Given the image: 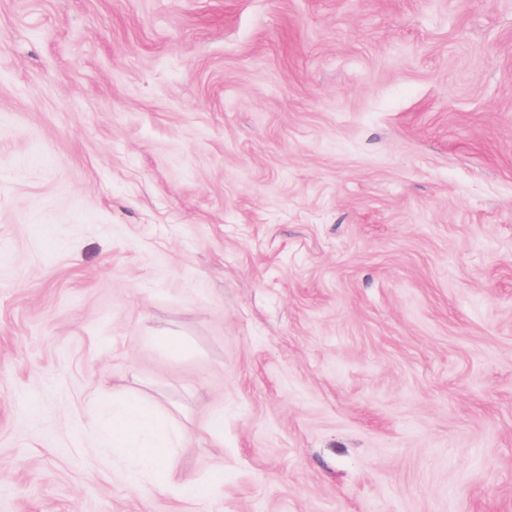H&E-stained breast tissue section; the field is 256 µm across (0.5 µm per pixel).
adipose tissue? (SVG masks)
<instances>
[{
  "instance_id": "ef3b65f1",
  "label": "adipose tissue",
  "mask_w": 512,
  "mask_h": 512,
  "mask_svg": "<svg viewBox=\"0 0 512 512\" xmlns=\"http://www.w3.org/2000/svg\"><path fill=\"white\" fill-rule=\"evenodd\" d=\"M100 408L96 440L110 448L113 456L128 460L124 471L128 484H146L161 494L182 491L196 498H206L223 483L220 475L205 483L175 482L173 453L179 433L165 415L145 407L139 399L131 396L104 402Z\"/></svg>"
}]
</instances>
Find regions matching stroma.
Here are the masks:
<instances>
[{
    "label": "stroma",
    "mask_w": 512,
    "mask_h": 512,
    "mask_svg": "<svg viewBox=\"0 0 512 512\" xmlns=\"http://www.w3.org/2000/svg\"><path fill=\"white\" fill-rule=\"evenodd\" d=\"M0 512H512V0H0ZM100 408L96 440L104 448L112 449L113 457L131 461L124 471L128 484H148L160 494L183 491L196 498H206L224 482L223 472L211 482H175L172 457L179 433L165 415L145 407L136 397L112 399V404L101 402Z\"/></svg>",
    "instance_id": "obj_1"
}]
</instances>
